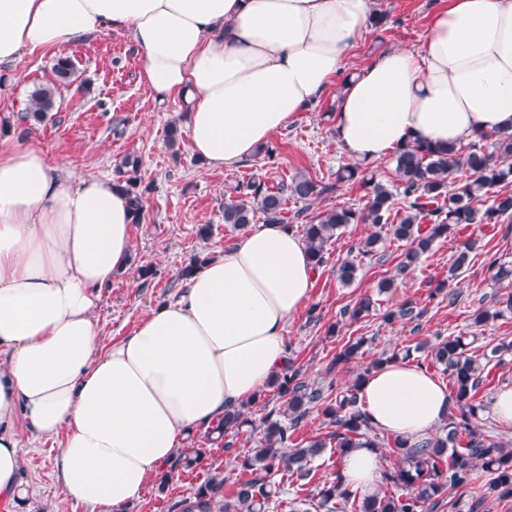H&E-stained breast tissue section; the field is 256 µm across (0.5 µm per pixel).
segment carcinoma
I'll return each instance as SVG.
<instances>
[{"mask_svg": "<svg viewBox=\"0 0 512 512\" xmlns=\"http://www.w3.org/2000/svg\"><path fill=\"white\" fill-rule=\"evenodd\" d=\"M55 83L38 86L30 94L22 119L41 120L56 109L58 85L70 82L74 65L70 58L59 57L53 66ZM396 183L377 179L375 172L361 166H346L336 172V181H360L366 190L361 207L336 205L313 213L301 225L303 241L313 266L326 262L325 254L337 232L350 224H371L377 231L368 235L358 254L372 259L379 253L383 235L408 244L396 265L395 273L378 284L387 292L399 277L417 265L434 243L448 238L462 224H497L512 219V192L498 187L512 183V132L481 133L469 144L468 151L415 141L393 154ZM140 159L127 155L115 164L112 177L124 184L134 210L133 223L143 218L145 194ZM336 188L307 174H298L290 182L272 191L257 175L237 183L224 201V223L242 230L260 218L265 224H282L284 204L293 199L310 210L323 195ZM491 203L481 207L486 199ZM470 263L469 249L459 251L442 280L429 292L434 299L457 278ZM360 264L347 259L336 266V281L351 285ZM498 308H484L473 322L480 327L512 312V294L496 301ZM364 340L348 341L334 358L336 363L355 359ZM493 348L482 357L473 355L465 336H438L430 346L431 363L448 375L452 384L451 408L442 433L421 439L389 440L375 432L358 401L359 373L346 389L314 387L303 380L300 368L287 361L286 367L271 383L281 400L279 417L265 416L259 426L257 447L237 459L240 478L230 497H224V476L217 473L201 483L189 496L172 503L171 512H270L279 501L278 475H290L306 486L312 479V463L329 452L341 458L352 448L390 449L396 457L393 467L380 474L381 488L356 497L344 485L341 472L331 483L313 493L289 501L290 512H435L440 499L462 491L471 493L467 512H486L490 493L499 498L512 497V448L485 436L476 425L481 405L476 402L477 388L485 364L498 356ZM248 403L227 411L207 434L212 442L224 441L228 432L237 433L253 426L245 413ZM319 407L329 423L336 427L327 437H314L300 445L294 432L309 410ZM206 456L204 448H183L169 463L159 487L176 471L196 468Z\"/></svg>", "mask_w": 512, "mask_h": 512, "instance_id": "1", "label": "carcinoma"}]
</instances>
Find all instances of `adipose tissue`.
Returning <instances> with one entry per match:
<instances>
[{"instance_id":"adipose-tissue-1","label":"adipose tissue","mask_w":512,"mask_h":512,"mask_svg":"<svg viewBox=\"0 0 512 512\" xmlns=\"http://www.w3.org/2000/svg\"><path fill=\"white\" fill-rule=\"evenodd\" d=\"M374 0H0V64L102 32L129 34L141 79L187 104L198 160L232 169L335 81ZM512 131V0H448L421 50L378 54L347 79L335 114L347 159L374 163L421 140ZM133 214L112 179L76 176L23 145L0 154V502L26 495L21 440L62 436L59 483L91 512H124L189 433L267 388L284 331L309 301L305 243L261 224L196 264L180 298L100 350L93 309L124 270ZM380 430L428 436L447 387L395 359L359 392ZM350 488L373 491L380 457L351 449Z\"/></svg>"}]
</instances>
